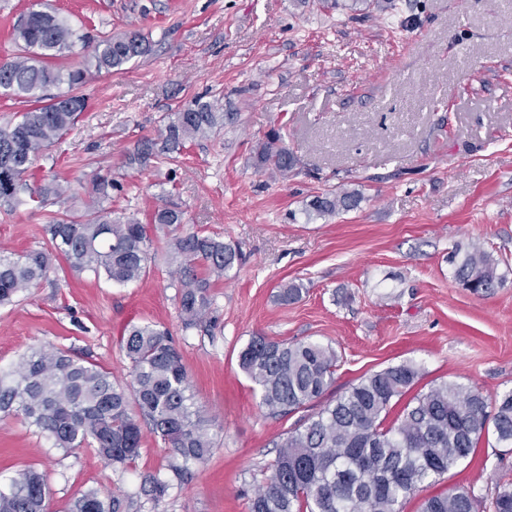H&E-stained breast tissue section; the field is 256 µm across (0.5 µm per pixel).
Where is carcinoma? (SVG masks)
<instances>
[{"mask_svg":"<svg viewBox=\"0 0 512 512\" xmlns=\"http://www.w3.org/2000/svg\"><path fill=\"white\" fill-rule=\"evenodd\" d=\"M19 53L0 59V96L23 97L29 107L13 125L0 127V206L14 209L28 195L39 206L63 198L62 185L28 183L34 158L50 149L76 123L86 107L75 93L86 69L54 65L76 43L91 48L87 66L119 70L150 51L139 31L115 36L80 34L70 21L46 11H31L13 29ZM66 83V99L49 90ZM234 119L217 104L199 97L166 116L161 139H143L129 158L176 159L187 141L206 137ZM283 175L297 159L279 133L267 137L257 153ZM355 190L316 195L308 212L332 216L360 204ZM151 223L169 237L176 269L180 314L187 327L207 321L211 279L239 264L235 245L185 228L184 211L172 201L154 209ZM48 247L18 257L0 253V305L37 285L63 260L75 273L91 271L117 284L142 279L149 269L152 240L148 225L112 216L100 208L84 213L65 210L44 226ZM454 277L474 293H489L502 283L492 255L477 245L449 258ZM300 283L284 285L278 299L298 300ZM120 344L131 362V380L122 384L111 373L54 346H41L0 370V412L21 417L57 448L94 446L105 464L125 468L140 456L144 431L167 445L165 473H149L140 496L158 508L173 483L190 475V465L210 455L212 419L194 401L182 356L168 332L155 325H131ZM335 350L317 342L295 344L255 336L239 354V366L257 386L268 414L285 416L320 401L333 381ZM421 368L403 362L374 372L352 385L335 403L310 415L277 445L270 474L248 498V512H399V504L419 486L448 472L475 452L479 439L493 432L496 443L512 447V389L488 399L480 392L444 382L413 396L400 420L385 424L390 409L417 383ZM46 485L28 468L0 489V512H44ZM122 502L89 490L70 512H121ZM420 512H512V478L504 475L493 491L477 496L460 490L425 499Z\"/></svg>","mask_w":512,"mask_h":512,"instance_id":"1","label":"carcinoma"}]
</instances>
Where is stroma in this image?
<instances>
[{
	"label": "stroma",
	"instance_id": "1",
	"mask_svg": "<svg viewBox=\"0 0 512 512\" xmlns=\"http://www.w3.org/2000/svg\"><path fill=\"white\" fill-rule=\"evenodd\" d=\"M56 9L92 36L137 29L148 55L112 73L89 72L86 108L32 166L58 178L57 210L97 206L148 223L179 202L188 227L239 245L243 261L215 282L209 326L185 327L170 246L153 234L139 281L117 285L64 262L13 303L0 305V368L52 345L128 381L119 344L130 325L169 330L213 443L159 508L138 503L143 474L166 450L145 434L125 470L91 447L64 449L0 413V482L26 468L48 487L46 512H68L87 490L136 500L130 512H247L249 494L301 413L274 418L239 366L252 337L317 342L337 356L323 396L336 400L391 365L422 369L415 392L448 382L486 396L512 388V0H0V57L16 53L14 25ZM236 113L234 123L187 143L177 161L128 164L164 117L196 97ZM280 130L298 160L281 174L256 154ZM117 184L97 201L96 176ZM359 190L357 209L307 218L313 196ZM48 209L0 207V249L45 248ZM476 243L499 261L503 286L477 295L453 277L456 247ZM302 283L295 303L277 299ZM512 475V450L481 439L472 461L403 501L471 489Z\"/></svg>",
	"mask_w": 512,
	"mask_h": 512
}]
</instances>
